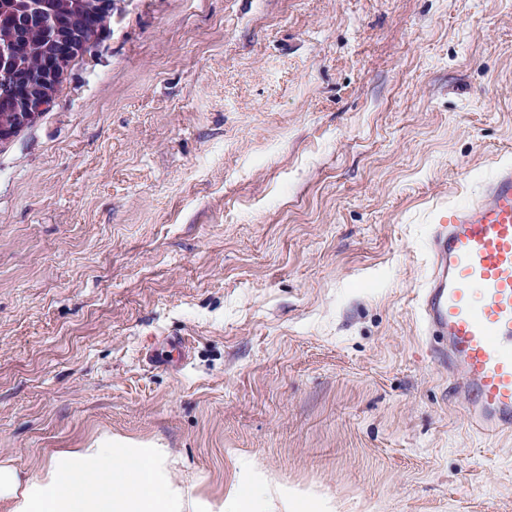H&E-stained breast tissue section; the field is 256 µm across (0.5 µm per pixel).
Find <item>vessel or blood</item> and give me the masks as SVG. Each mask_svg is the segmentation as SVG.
<instances>
[{
  "label": "vessel or blood",
  "instance_id": "1",
  "mask_svg": "<svg viewBox=\"0 0 512 512\" xmlns=\"http://www.w3.org/2000/svg\"><path fill=\"white\" fill-rule=\"evenodd\" d=\"M419 295L425 339L472 431L512 433V165L432 226Z\"/></svg>",
  "mask_w": 512,
  "mask_h": 512
}]
</instances>
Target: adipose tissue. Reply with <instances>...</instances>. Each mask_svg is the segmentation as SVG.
<instances>
[{"mask_svg": "<svg viewBox=\"0 0 512 512\" xmlns=\"http://www.w3.org/2000/svg\"><path fill=\"white\" fill-rule=\"evenodd\" d=\"M269 481L239 483L225 497L191 495L168 449L104 434L55 451L38 472L0 457V512H264Z\"/></svg>", "mask_w": 512, "mask_h": 512, "instance_id": "adipose-tissue-1", "label": "adipose tissue"}]
</instances>
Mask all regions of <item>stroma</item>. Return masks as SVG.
Returning <instances> with one entry per match:
<instances>
[{"label": "stroma", "mask_w": 512, "mask_h": 512, "mask_svg": "<svg viewBox=\"0 0 512 512\" xmlns=\"http://www.w3.org/2000/svg\"><path fill=\"white\" fill-rule=\"evenodd\" d=\"M503 163L512 0H113L0 143V455L107 431L206 497L512 512L418 312L430 224ZM271 484L267 478L262 481L246 482L233 485L228 489L226 501L233 508H242V512H264L267 495Z\"/></svg>", "instance_id": "35a3bbf8"}]
</instances>
